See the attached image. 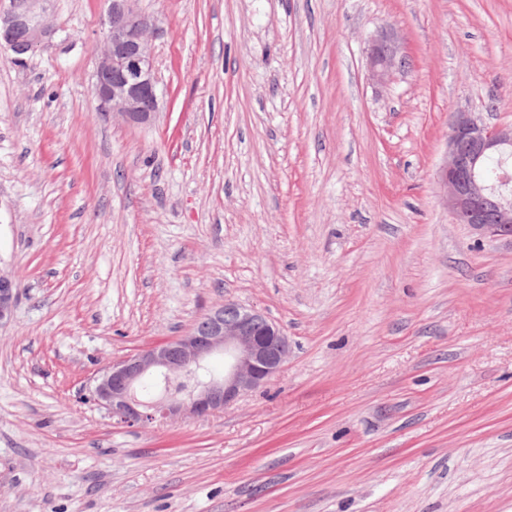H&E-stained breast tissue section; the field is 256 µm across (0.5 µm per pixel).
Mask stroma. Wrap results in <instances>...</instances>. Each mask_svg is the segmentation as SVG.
<instances>
[{"mask_svg":"<svg viewBox=\"0 0 512 512\" xmlns=\"http://www.w3.org/2000/svg\"><path fill=\"white\" fill-rule=\"evenodd\" d=\"M140 5L147 126L91 92L108 0L0 49V512H512V241L436 180L452 112L512 125V0ZM227 300L289 339L265 386L147 428L92 401ZM367 59L370 79L377 86H385L394 71L410 66V57L398 37L391 32L381 31L368 42ZM18 291L15 279L9 275H0V325L9 320L17 302Z\"/></svg>","mask_w":512,"mask_h":512,"instance_id":"1","label":"stroma"}]
</instances>
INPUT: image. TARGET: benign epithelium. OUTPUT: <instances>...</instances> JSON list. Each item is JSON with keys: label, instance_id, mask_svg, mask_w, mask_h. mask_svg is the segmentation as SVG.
Here are the masks:
<instances>
[{"label": "benign epithelium", "instance_id": "obj_1", "mask_svg": "<svg viewBox=\"0 0 512 512\" xmlns=\"http://www.w3.org/2000/svg\"><path fill=\"white\" fill-rule=\"evenodd\" d=\"M50 0H11L0 14V46L18 59L53 45L59 32L46 21ZM155 20L139 0H110L103 36L94 50L93 93L126 122L146 125L160 108L161 94L154 57L148 46ZM370 79L386 85L393 72L410 66L398 37L382 31L368 42ZM500 156L497 180L512 179V126L490 125L474 112L452 114L446 160L437 172L443 201L456 224L512 238V190L496 189L482 177L484 160ZM13 277L0 275V323L10 319L17 302ZM288 336L260 311L226 302L210 309L199 324L174 340L150 346L114 361L96 379L95 402L128 425H148L185 416L202 417L234 404L281 372ZM224 355V372L211 375L187 396L170 395L147 404L138 391L147 377L171 378L208 366Z\"/></svg>", "mask_w": 512, "mask_h": 512}]
</instances>
